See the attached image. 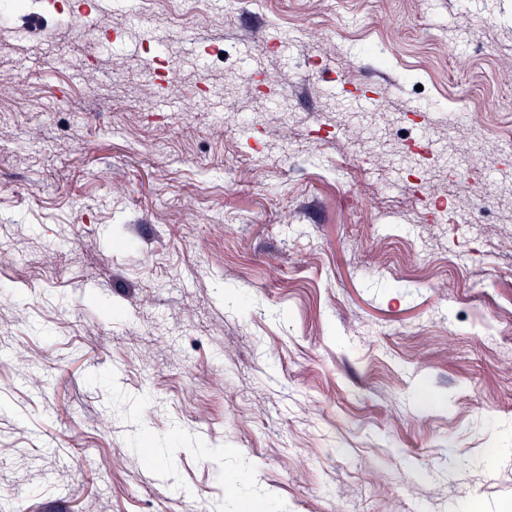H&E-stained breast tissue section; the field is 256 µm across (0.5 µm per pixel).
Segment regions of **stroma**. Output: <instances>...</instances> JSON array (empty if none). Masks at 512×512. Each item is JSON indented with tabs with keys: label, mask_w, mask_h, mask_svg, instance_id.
<instances>
[{
	"label": "stroma",
	"mask_w": 512,
	"mask_h": 512,
	"mask_svg": "<svg viewBox=\"0 0 512 512\" xmlns=\"http://www.w3.org/2000/svg\"><path fill=\"white\" fill-rule=\"evenodd\" d=\"M94 2L0 16L16 512H512V0ZM353 96L440 139L469 107L481 153L402 186L399 136H313ZM430 213V218L427 220L434 224H443L449 226L452 233L456 236L465 238H479L482 236L485 220L481 219L480 211L478 210H459L451 208L450 210L435 208Z\"/></svg>",
	"instance_id": "stroma-1"
}]
</instances>
